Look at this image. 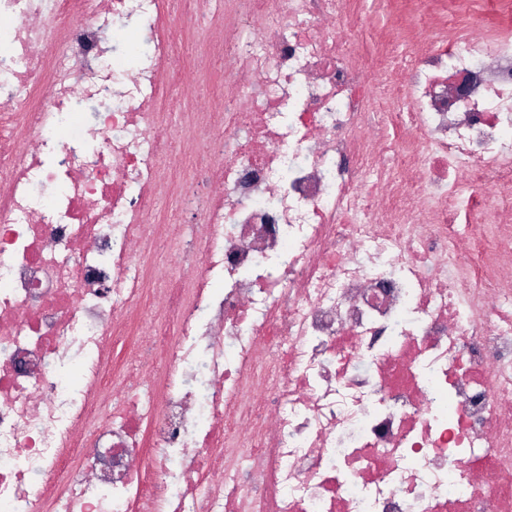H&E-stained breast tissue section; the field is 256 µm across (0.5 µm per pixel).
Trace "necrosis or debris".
<instances>
[{
  "instance_id": "1",
  "label": "necrosis or debris",
  "mask_w": 512,
  "mask_h": 512,
  "mask_svg": "<svg viewBox=\"0 0 512 512\" xmlns=\"http://www.w3.org/2000/svg\"><path fill=\"white\" fill-rule=\"evenodd\" d=\"M339 2L0 0V512H512V0ZM352 7L367 10L373 20L364 37L365 49L374 57L384 53L390 44L399 41H419L428 44L431 33L448 29V0H434L424 28L415 22L414 0H346Z\"/></svg>"
}]
</instances>
